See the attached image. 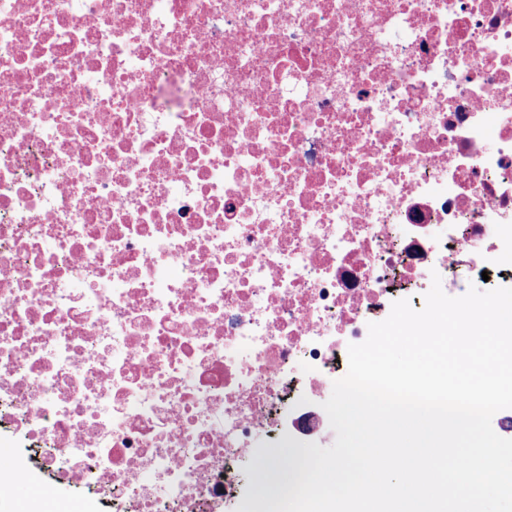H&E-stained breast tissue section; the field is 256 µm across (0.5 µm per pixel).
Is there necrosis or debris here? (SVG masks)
Returning <instances> with one entry per match:
<instances>
[{
    "instance_id": "obj_1",
    "label": "necrosis or debris",
    "mask_w": 512,
    "mask_h": 512,
    "mask_svg": "<svg viewBox=\"0 0 512 512\" xmlns=\"http://www.w3.org/2000/svg\"><path fill=\"white\" fill-rule=\"evenodd\" d=\"M512 287V0H0V433L224 512L439 274Z\"/></svg>"
}]
</instances>
